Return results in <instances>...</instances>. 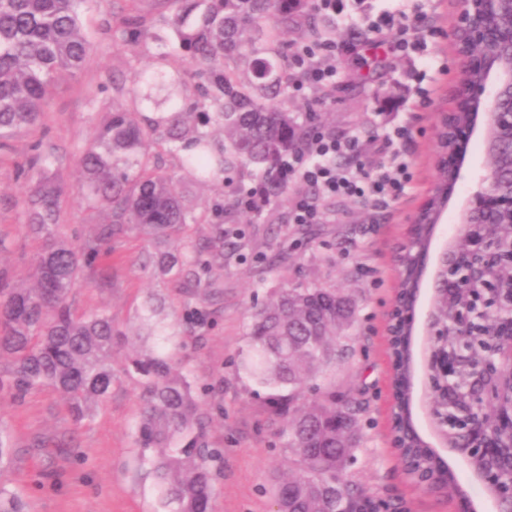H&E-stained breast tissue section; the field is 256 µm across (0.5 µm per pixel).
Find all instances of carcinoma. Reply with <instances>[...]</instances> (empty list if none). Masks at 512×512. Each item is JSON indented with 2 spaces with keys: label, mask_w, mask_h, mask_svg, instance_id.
<instances>
[{
  "label": "carcinoma",
  "mask_w": 512,
  "mask_h": 512,
  "mask_svg": "<svg viewBox=\"0 0 512 512\" xmlns=\"http://www.w3.org/2000/svg\"><path fill=\"white\" fill-rule=\"evenodd\" d=\"M87 0H0V164L7 162L9 141L43 123L54 88L72 79L93 51L81 6ZM112 16L113 36L137 45L149 34L153 18L144 0H121ZM175 7L168 19L169 51L160 56L169 83L187 59L197 66L200 100L190 111L149 117L111 106L95 126L80 157L82 189L88 206L104 215L98 234L103 247L137 229L167 250L148 255L144 267L186 285L209 272L206 246L182 239L185 226L198 223L183 183L221 177L257 178L268 195L284 190L280 178L288 158L308 153L320 115L298 122L288 111L295 74L288 68L285 35L304 29L314 41L336 32V20L320 16L308 0H155ZM33 175L22 199L23 224L45 241L32 263L30 286L15 285L0 271V359L11 370L0 372V396L18 400L35 385L65 395L76 422L92 413L112 390V349L126 335L104 312L72 314L69 298L83 280L91 253L58 237L64 188L55 172V148L37 145ZM176 156L179 175L169 173L163 157ZM503 245L512 243V215L496 218ZM433 228L419 227L404 247L400 287L415 293L421 269L414 258L427 250ZM470 283L512 289V265L488 269ZM472 288L434 295L439 321L448 324L468 308L471 329L446 336L453 381L464 390L473 368L488 359L491 331L508 311L474 310ZM351 299L328 288H280L255 305L242 370L266 391L265 400L278 434L288 448V477L275 483L273 506L279 512H336V498L321 492L341 488L344 502L359 506L364 491L346 478L359 447V403L336 398L330 376L350 348L340 331L352 323ZM154 344L136 355L131 369L144 387L137 445L153 468L163 505L169 512H210L214 472L223 452L210 446L209 421L192 384L177 367L160 321L146 318ZM405 335L395 344V397L399 410L395 434L413 470L436 469V457L411 430L404 406L409 399L411 361ZM438 411L447 422L448 445L465 444L461 428L448 421L446 402ZM0 512H26L23 500L0 487Z\"/></svg>",
  "instance_id": "1"
}]
</instances>
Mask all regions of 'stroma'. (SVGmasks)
<instances>
[{"instance_id":"35a3bbf8","label":"stroma","mask_w":512,"mask_h":512,"mask_svg":"<svg viewBox=\"0 0 512 512\" xmlns=\"http://www.w3.org/2000/svg\"><path fill=\"white\" fill-rule=\"evenodd\" d=\"M115 0H88L83 13L94 50L73 80L57 87L43 124L31 135L14 139L9 161L0 167V270L13 280L29 281L40 239L22 222L21 199L29 181L21 171L36 140L54 146L61 162L59 179L68 202L59 235L95 245L102 216L81 198L79 153L90 137L100 107L117 102L134 107L133 92L148 91L139 103L151 116L173 108L160 88H147L139 73L154 67L163 48L153 40L130 46L112 35ZM460 0H345L336 33L335 85H304L292 93L291 112L325 113L337 137L354 138L360 155L346 159L375 165L396 125L410 129L399 145L411 173L406 193L384 206L348 197L320 195L315 224L290 221L295 200L310 188L289 178L284 193L258 212L216 217L215 209L234 198L223 182L188 185L198 223L193 239L218 231L240 234L234 255L212 252L213 268L199 288L183 291L169 279L145 274L140 263L148 250L143 237L130 231L109 256H98L72 295L76 316L107 312L126 333L112 355V391L96 404L90 418L74 424L63 396L53 387L36 386L18 401L0 399V429L10 437L12 454L0 465V486L18 494L27 512H162L156 481L136 445L142 408V384L129 366L140 343L135 333L148 295L164 302L161 320L177 323L200 311L199 323L173 339L170 350L187 374L212 423L209 441L223 449L224 467L215 482L211 512H272V485L288 473V450L277 435L269 407L257 386L239 370L247 348L254 299L288 286L333 288L350 297L355 320L346 329L350 352L332 373L337 394L355 393L361 447L347 471L348 480L374 498L390 501L395 512H463V502L477 512H496L493 500L475 481L469 465L448 458L449 488L416 485L405 473L391 442L392 367L385 341L387 314L399 282L396 251L407 236L410 219L437 183L435 127L437 111L449 100L459 74L456 51L448 39ZM421 14L423 51L389 53L384 65L360 48L369 21L387 13ZM116 76L126 95L113 91Z\"/></svg>"}]
</instances>
